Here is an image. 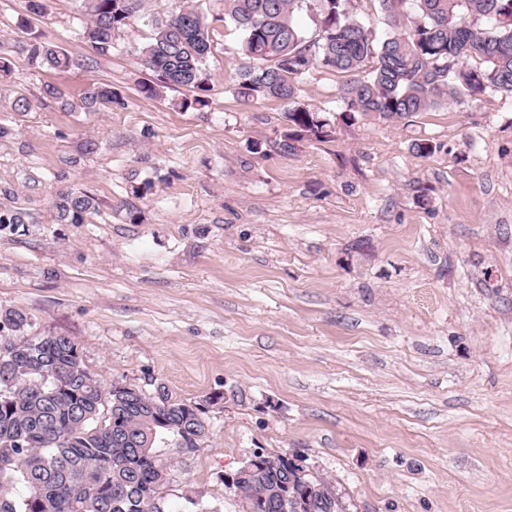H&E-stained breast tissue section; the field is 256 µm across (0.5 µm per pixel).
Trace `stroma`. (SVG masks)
<instances>
[{"label":"stroma","mask_w":512,"mask_h":512,"mask_svg":"<svg viewBox=\"0 0 512 512\" xmlns=\"http://www.w3.org/2000/svg\"><path fill=\"white\" fill-rule=\"evenodd\" d=\"M195 3L208 104L185 109L142 90L146 17L100 56L82 0L28 31V0H0V207L28 213L0 228V309L69 336L104 384L205 405L198 451L156 450L168 512L188 491L238 512L224 475L259 447L335 482L347 512H512V97L348 122L342 74L315 66L297 99L332 133L288 141V103L233 90L247 59L224 0ZM32 34L72 67L32 65ZM92 83L111 110L82 109ZM64 189L97 211L59 223Z\"/></svg>","instance_id":"obj_1"}]
</instances>
